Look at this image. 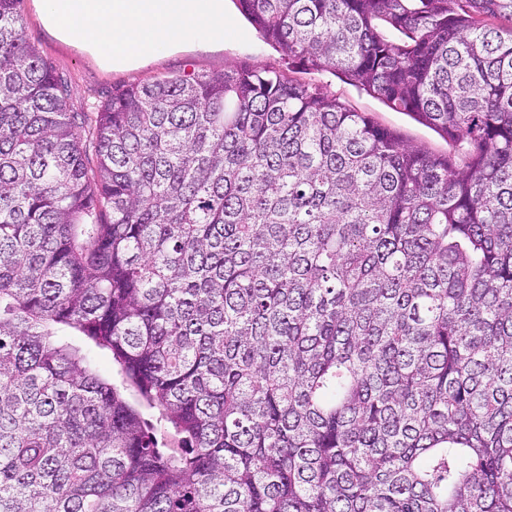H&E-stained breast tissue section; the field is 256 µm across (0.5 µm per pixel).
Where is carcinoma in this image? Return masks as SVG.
I'll return each instance as SVG.
<instances>
[{"label":"carcinoma","mask_w":512,"mask_h":512,"mask_svg":"<svg viewBox=\"0 0 512 512\" xmlns=\"http://www.w3.org/2000/svg\"><path fill=\"white\" fill-rule=\"evenodd\" d=\"M22 2L0 0V512H512V0H236L452 154L276 69L71 112ZM65 336H59L62 341L79 347L91 360L92 367L102 376L110 379L121 389L125 398L134 404L139 403V396L135 389L128 385L121 368L112 360V354L106 349L99 348L93 341L75 330H66Z\"/></svg>","instance_id":"1"}]
</instances>
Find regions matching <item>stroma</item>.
I'll use <instances>...</instances> for the list:
<instances>
[{"mask_svg":"<svg viewBox=\"0 0 512 512\" xmlns=\"http://www.w3.org/2000/svg\"><path fill=\"white\" fill-rule=\"evenodd\" d=\"M224 13L231 19L232 28L223 40L194 38L180 48L163 52L145 63L107 67L88 51L62 39L47 27L38 13L36 0H24L22 4L25 36L43 59L67 80L71 91L70 109L74 112L97 111L111 98L115 86L191 69L220 71L231 65L246 64L257 69L285 70L294 79L309 80V73L301 67H289L281 54L239 12L234 0H224ZM320 81L328 94L336 96L355 111L368 113L377 123L400 132L409 141L435 153H453L454 148L448 140L411 116L389 108L381 100L332 74H322ZM64 340L79 347L90 358L92 367L120 388L129 402L138 403L137 392L128 385L110 351L99 348L81 333L70 329L66 330Z\"/></svg>","mask_w":512,"mask_h":512,"instance_id":"stroma-1","label":"stroma"}]
</instances>
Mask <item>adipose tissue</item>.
I'll return each mask as SVG.
<instances>
[{"instance_id":"adipose-tissue-1","label":"adipose tissue","mask_w":512,"mask_h":512,"mask_svg":"<svg viewBox=\"0 0 512 512\" xmlns=\"http://www.w3.org/2000/svg\"><path fill=\"white\" fill-rule=\"evenodd\" d=\"M43 20L107 63L154 57L190 38L220 40L224 0H40Z\"/></svg>"}]
</instances>
